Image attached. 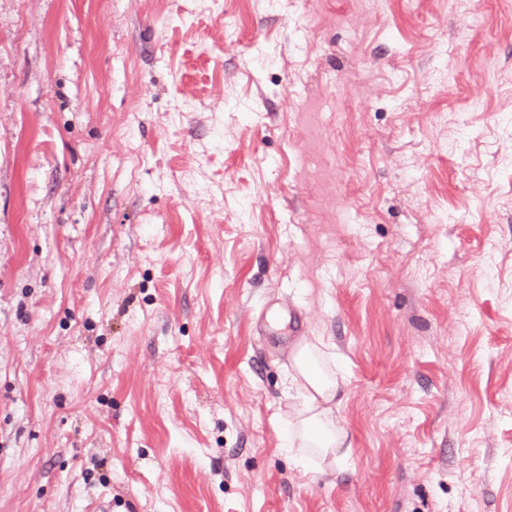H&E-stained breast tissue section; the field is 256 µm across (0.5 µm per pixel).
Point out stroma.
<instances>
[{
  "mask_svg": "<svg viewBox=\"0 0 512 512\" xmlns=\"http://www.w3.org/2000/svg\"><path fill=\"white\" fill-rule=\"evenodd\" d=\"M107 501L512 512V0H0V512ZM322 348H328L322 336L310 340L302 336L292 345L287 382L288 390L295 391L291 397L296 402L288 405L286 440L288 448L301 450V459H308L307 451L321 460L332 455L337 464L342 448H349L348 435L337 414L340 401H336L345 378L331 353L336 373L325 367Z\"/></svg>",
  "mask_w": 512,
  "mask_h": 512,
  "instance_id": "1",
  "label": "stroma"
}]
</instances>
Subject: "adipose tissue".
Wrapping results in <instances>:
<instances>
[{
  "label": "adipose tissue",
  "mask_w": 512,
  "mask_h": 512,
  "mask_svg": "<svg viewBox=\"0 0 512 512\" xmlns=\"http://www.w3.org/2000/svg\"><path fill=\"white\" fill-rule=\"evenodd\" d=\"M324 346L319 336L297 339L291 348L287 376L288 387L295 392L288 406L287 444L321 460L341 458L348 438L340 423L337 401L345 378L325 367Z\"/></svg>",
  "instance_id": "ef3b65f1"
}]
</instances>
